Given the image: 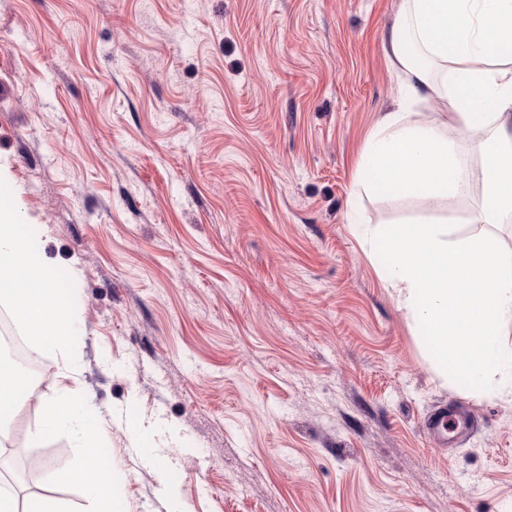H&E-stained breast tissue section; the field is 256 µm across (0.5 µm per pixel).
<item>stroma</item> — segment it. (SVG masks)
Returning a JSON list of instances; mask_svg holds the SVG:
<instances>
[{"label": "stroma", "mask_w": 512, "mask_h": 512, "mask_svg": "<svg viewBox=\"0 0 512 512\" xmlns=\"http://www.w3.org/2000/svg\"><path fill=\"white\" fill-rule=\"evenodd\" d=\"M400 4L0 0V204L75 308L127 512H512V398L436 372L371 238L473 204L357 192ZM445 403L476 422L438 448ZM38 419L8 432L80 506ZM459 420L456 416L448 414V411H443L442 408L437 409L432 417L426 423V430L428 436L439 445H446L448 443L447 432L456 426L459 427Z\"/></svg>", "instance_id": "1"}]
</instances>
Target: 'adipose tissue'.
I'll list each match as a JSON object with an SVG mask.
<instances>
[{
	"mask_svg": "<svg viewBox=\"0 0 512 512\" xmlns=\"http://www.w3.org/2000/svg\"><path fill=\"white\" fill-rule=\"evenodd\" d=\"M383 49L401 94L365 143L359 187L424 201L464 196L472 178L468 151L480 159L484 186L465 234L433 220L379 229L385 281L407 317L425 328L440 370L480 391L510 394L512 354L504 353L500 336L512 320V251L487 227L512 222V0H401ZM420 103L447 112V119L412 120ZM19 223L16 209L0 207V305L45 357L61 361L62 373L46 392L0 361V438L9 417L37 402V437L66 431L79 450L77 471L57 472V481L79 480L84 512H125L111 490L112 471L101 462L102 412L68 384L79 320L55 288L53 268L21 241Z\"/></svg>",
	"mask_w": 512,
	"mask_h": 512,
	"instance_id": "1",
	"label": "adipose tissue"
}]
</instances>
